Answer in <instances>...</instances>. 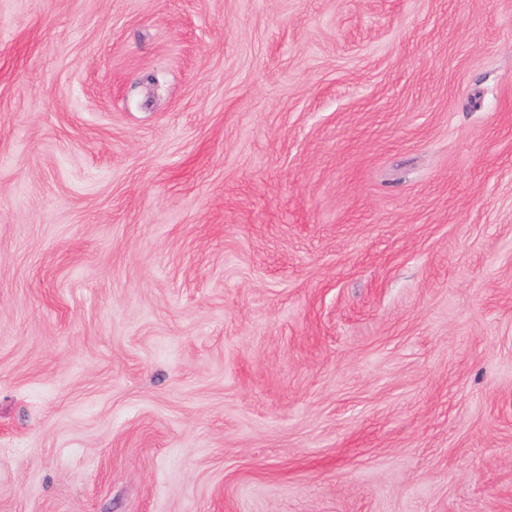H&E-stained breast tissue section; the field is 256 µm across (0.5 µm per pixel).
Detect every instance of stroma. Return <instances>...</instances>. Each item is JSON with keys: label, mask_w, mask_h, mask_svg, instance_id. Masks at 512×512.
Segmentation results:
<instances>
[{"label": "stroma", "mask_w": 512, "mask_h": 512, "mask_svg": "<svg viewBox=\"0 0 512 512\" xmlns=\"http://www.w3.org/2000/svg\"><path fill=\"white\" fill-rule=\"evenodd\" d=\"M0 512H512V0H0Z\"/></svg>", "instance_id": "stroma-1"}]
</instances>
